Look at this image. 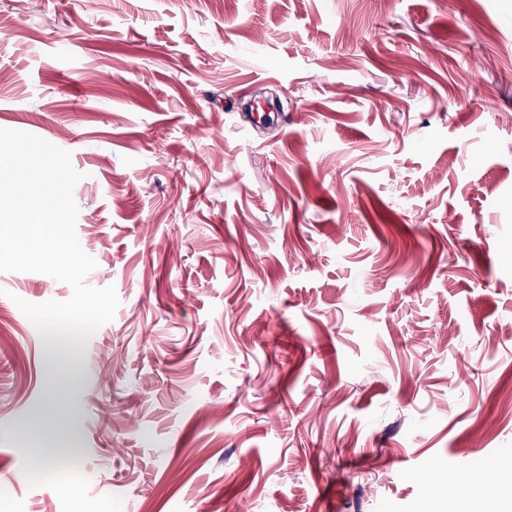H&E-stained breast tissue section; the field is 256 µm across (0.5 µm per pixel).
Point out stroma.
Wrapping results in <instances>:
<instances>
[{"label": "stroma", "mask_w": 512, "mask_h": 512, "mask_svg": "<svg viewBox=\"0 0 512 512\" xmlns=\"http://www.w3.org/2000/svg\"><path fill=\"white\" fill-rule=\"evenodd\" d=\"M0 128L70 153L120 300L62 497L16 301L72 290L0 272V512H456L428 460L512 487V0H0ZM62 449L67 448H61L60 444H51V445H44V446H37L33 450H31L28 454V460L33 461L36 464H38L39 468H32L29 464H27V469L39 471L41 475V483L50 485L52 484L57 478H59L62 474L59 473L56 469H50V468H43V467H52L58 457V453Z\"/></svg>", "instance_id": "obj_1"}]
</instances>
